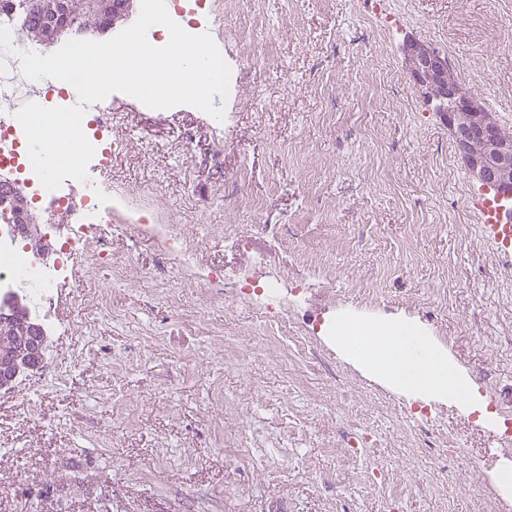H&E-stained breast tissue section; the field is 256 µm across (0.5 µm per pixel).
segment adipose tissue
I'll use <instances>...</instances> for the list:
<instances>
[{"instance_id": "ef3b65f1", "label": "adipose tissue", "mask_w": 512, "mask_h": 512, "mask_svg": "<svg viewBox=\"0 0 512 512\" xmlns=\"http://www.w3.org/2000/svg\"><path fill=\"white\" fill-rule=\"evenodd\" d=\"M348 360L389 388L423 401H449L481 425L497 424L485 396L431 336L403 320L348 312L326 326Z\"/></svg>"}]
</instances>
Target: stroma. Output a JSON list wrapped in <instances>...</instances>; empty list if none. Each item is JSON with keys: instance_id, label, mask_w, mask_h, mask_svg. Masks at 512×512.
Returning a JSON list of instances; mask_svg holds the SVG:
<instances>
[{"instance_id": "stroma-1", "label": "stroma", "mask_w": 512, "mask_h": 512, "mask_svg": "<svg viewBox=\"0 0 512 512\" xmlns=\"http://www.w3.org/2000/svg\"><path fill=\"white\" fill-rule=\"evenodd\" d=\"M205 30L231 69L224 155L193 106L113 99L128 206L97 229L111 265L63 288L65 382L0 393V512L48 497L63 461L98 480L57 512H512L493 481L512 428L392 391L323 332L347 310L415 321L512 407V258L402 53L431 44L512 132V0H212ZM146 204L189 256L127 230ZM283 264L304 287L284 318L239 300L233 281Z\"/></svg>"}]
</instances>
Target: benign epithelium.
I'll return each instance as SVG.
<instances>
[{"label": "benign epithelium", "mask_w": 512, "mask_h": 512, "mask_svg": "<svg viewBox=\"0 0 512 512\" xmlns=\"http://www.w3.org/2000/svg\"><path fill=\"white\" fill-rule=\"evenodd\" d=\"M133 2L134 0H121L119 3L115 0H36V7L46 17V22L36 28H23V35L30 43L51 46L69 35L68 29L57 22L59 17L69 13H87L106 19L105 26H89L84 30L86 34L110 30L128 18ZM403 48L411 61L427 58L441 71L447 97L456 105V111L444 112L442 117L453 132L458 153L467 162L474 178L487 189L512 186V138L502 136L498 123L481 102L453 78L444 74L443 58L435 49L415 40L405 42ZM14 188L13 208L25 213L27 240L34 244L40 241V221L29 209L23 188L17 183Z\"/></svg>", "instance_id": "obj_1"}]
</instances>
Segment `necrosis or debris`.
<instances>
[{"label": "necrosis or debris", "instance_id": "obj_1", "mask_svg": "<svg viewBox=\"0 0 512 512\" xmlns=\"http://www.w3.org/2000/svg\"><path fill=\"white\" fill-rule=\"evenodd\" d=\"M113 119L110 100L87 105L82 129L95 148L99 175L87 181L81 196H64L47 190L32 166L20 165L24 130L15 110L0 109V171L24 169L29 197L46 215L39 247L25 246L22 216L12 211L8 195H0V314L25 312L51 343L59 334L55 309L62 284L111 260L99 247L97 227L111 223L122 203L110 177Z\"/></svg>", "mask_w": 512, "mask_h": 512}]
</instances>
